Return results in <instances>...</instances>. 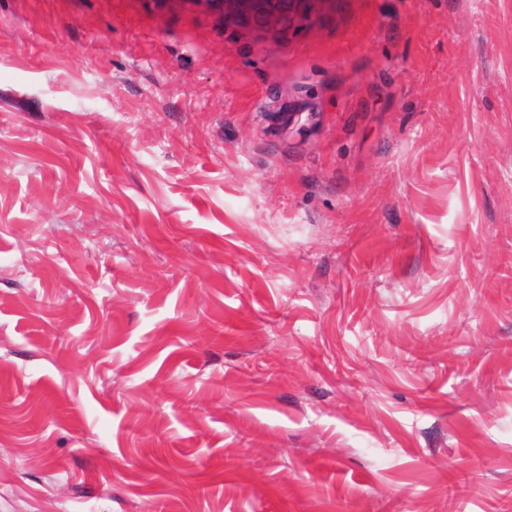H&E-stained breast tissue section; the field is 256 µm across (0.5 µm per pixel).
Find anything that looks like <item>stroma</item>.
<instances>
[{"label": "stroma", "instance_id": "stroma-1", "mask_svg": "<svg viewBox=\"0 0 512 512\" xmlns=\"http://www.w3.org/2000/svg\"><path fill=\"white\" fill-rule=\"evenodd\" d=\"M0 512H512V0H0ZM331 1L334 0H283V11L263 15L258 24L265 31L288 28L297 34L311 30L319 25Z\"/></svg>", "mask_w": 512, "mask_h": 512}]
</instances>
